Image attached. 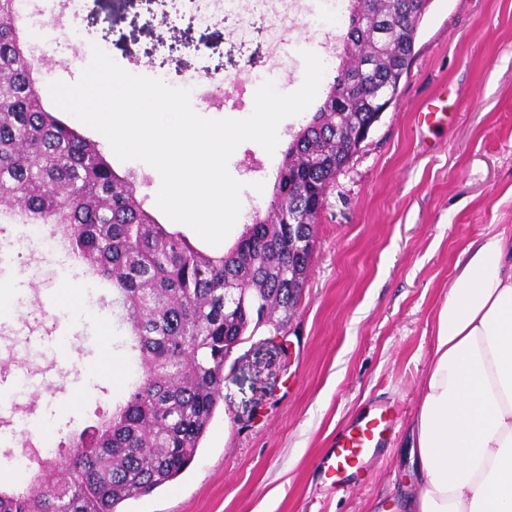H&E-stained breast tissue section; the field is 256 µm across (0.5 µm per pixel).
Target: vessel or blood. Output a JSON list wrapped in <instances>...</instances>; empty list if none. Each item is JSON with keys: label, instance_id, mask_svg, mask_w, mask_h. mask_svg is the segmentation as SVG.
I'll return each mask as SVG.
<instances>
[{"label": "vessel or blood", "instance_id": "b4317fda", "mask_svg": "<svg viewBox=\"0 0 512 512\" xmlns=\"http://www.w3.org/2000/svg\"><path fill=\"white\" fill-rule=\"evenodd\" d=\"M392 421L386 410L373 408L339 433L332 448L319 461V475L323 480L344 486L373 458L384 443Z\"/></svg>", "mask_w": 512, "mask_h": 512}]
</instances>
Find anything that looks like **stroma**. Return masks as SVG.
I'll return each instance as SVG.
<instances>
[{"label":"stroma","instance_id":"1","mask_svg":"<svg viewBox=\"0 0 512 512\" xmlns=\"http://www.w3.org/2000/svg\"><path fill=\"white\" fill-rule=\"evenodd\" d=\"M253 8V0H241L238 11L217 12L201 25L189 19V0H81L72 22L66 5L47 14L42 0H31L24 30L50 27L52 42L63 48L41 64L43 98H50L51 82H76L97 46L126 71L173 87L203 75L216 83L240 77L239 109L192 103L203 117L234 119L252 110L263 81L284 93L297 90L301 50L319 54L336 40L291 13L279 50L262 33L241 41L239 20ZM434 97L454 117L431 132L419 128L417 114ZM304 122L301 114L283 120L274 153L248 141L231 156L228 170L245 184L241 219L267 210L282 154ZM106 158L118 174L134 176L145 208L169 231L223 253L158 210L156 169L111 152ZM259 181L261 196L252 188ZM500 230L512 234V0H430L396 100L327 193L287 344L262 328L238 347L192 464L169 485L126 501L122 512H402L407 434L420 407L436 312L463 248ZM27 233L20 224L0 233V285L15 304L13 317L0 324V390H14L26 405L0 409V438L15 450L47 411L79 427L127 389L113 378L99 343L111 307L74 314L108 290L60 255L22 256ZM59 336L73 339L69 359L50 345ZM21 374L32 375L40 390L16 388ZM375 404L394 415L384 451L345 491L323 485L320 453Z\"/></svg>","mask_w":512,"mask_h":512}]
</instances>
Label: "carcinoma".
<instances>
[{"label":"carcinoma","instance_id":"cac0c4a2","mask_svg":"<svg viewBox=\"0 0 512 512\" xmlns=\"http://www.w3.org/2000/svg\"><path fill=\"white\" fill-rule=\"evenodd\" d=\"M428 0H348L337 75L292 135L271 210L253 211L212 255L144 208L132 176L47 105L40 61L20 39L16 0H0V211L44 224L66 255L112 288L136 370L124 403L69 439L68 454L32 456L0 512H118L193 462L222 398L225 360L262 327L288 335L307 282L317 223L352 135L374 124L378 88L409 68Z\"/></svg>","mask_w":512,"mask_h":512}]
</instances>
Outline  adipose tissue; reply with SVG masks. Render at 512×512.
<instances>
[{
  "instance_id": "obj_1",
  "label": "adipose tissue",
  "mask_w": 512,
  "mask_h": 512,
  "mask_svg": "<svg viewBox=\"0 0 512 512\" xmlns=\"http://www.w3.org/2000/svg\"><path fill=\"white\" fill-rule=\"evenodd\" d=\"M419 396L405 512H512V236L464 248Z\"/></svg>"
}]
</instances>
